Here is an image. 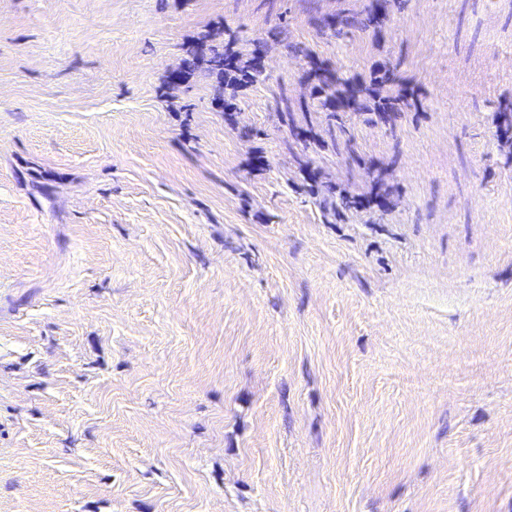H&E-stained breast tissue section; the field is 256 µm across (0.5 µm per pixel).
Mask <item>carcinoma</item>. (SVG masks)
<instances>
[{"mask_svg":"<svg viewBox=\"0 0 512 512\" xmlns=\"http://www.w3.org/2000/svg\"><path fill=\"white\" fill-rule=\"evenodd\" d=\"M407 0H361L356 9L340 7L333 13L315 14L314 24L322 32L336 38H345L356 33L384 34L391 17L404 9ZM288 54L302 56L307 60V76L314 83L320 105L328 112L332 126L346 135L344 140L348 152H354V138L349 134L351 116L368 115L369 120L394 129L399 119L407 112L420 108V93L401 73L400 65L378 66L368 75L349 76L333 62L311 54L304 46L287 42ZM240 58L235 49V41L228 38L224 44H215L208 50L206 67L219 72L231 59ZM497 132L499 140L512 146V102L504 104L497 112ZM290 137L301 148L297 162L304 181H310L314 167L310 154L316 150L336 144V136L330 135L326 141L317 134L290 129ZM369 196H383L386 205L393 204V194L382 175L372 177ZM364 195L346 191L337 196H322L317 199L319 207L325 211L348 212L364 207Z\"/></svg>","mask_w":512,"mask_h":512,"instance_id":"cac0c4a2","label":"carcinoma"}]
</instances>
